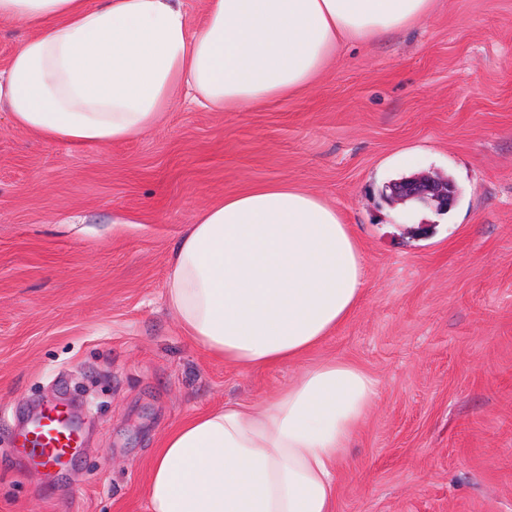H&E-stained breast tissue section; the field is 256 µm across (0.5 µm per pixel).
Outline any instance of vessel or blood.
Masks as SVG:
<instances>
[{
  "mask_svg": "<svg viewBox=\"0 0 512 512\" xmlns=\"http://www.w3.org/2000/svg\"><path fill=\"white\" fill-rule=\"evenodd\" d=\"M82 445L78 431L68 423L67 410L57 404L46 407L19 439L23 455L47 464L75 455Z\"/></svg>",
  "mask_w": 512,
  "mask_h": 512,
  "instance_id": "b4317fda",
  "label": "vessel or blood"
}]
</instances>
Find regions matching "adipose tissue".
Instances as JSON below:
<instances>
[{
	"label": "adipose tissue",
	"mask_w": 512,
	"mask_h": 512,
	"mask_svg": "<svg viewBox=\"0 0 512 512\" xmlns=\"http://www.w3.org/2000/svg\"><path fill=\"white\" fill-rule=\"evenodd\" d=\"M432 0H0L27 36L0 70V108L73 146L155 130L187 98L212 112L288 98L341 43L423 22ZM362 254L336 208L284 182L206 204L173 248L165 297L186 336L244 370L293 362L351 315ZM377 384L335 360L270 400L187 417L149 464V512H334L336 469Z\"/></svg>",
	"instance_id": "adipose-tissue-1"
}]
</instances>
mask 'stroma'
<instances>
[{
    "mask_svg": "<svg viewBox=\"0 0 512 512\" xmlns=\"http://www.w3.org/2000/svg\"><path fill=\"white\" fill-rule=\"evenodd\" d=\"M418 174L451 179L456 203L389 198ZM270 181L336 206L365 288L299 361L244 372L184 336L164 285L209 199ZM332 359L378 388L335 512H512V0H433L299 95L178 102L122 143L45 142L0 110V512H147L175 425ZM61 396L86 404L84 448L31 466L15 439Z\"/></svg>",
    "mask_w": 512,
    "mask_h": 512,
    "instance_id": "stroma-1",
    "label": "stroma"
}]
</instances>
